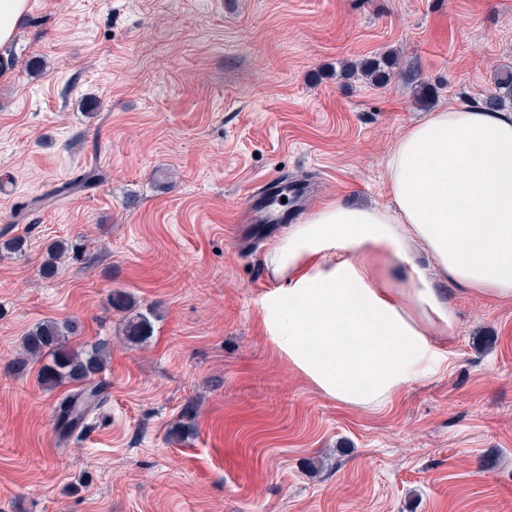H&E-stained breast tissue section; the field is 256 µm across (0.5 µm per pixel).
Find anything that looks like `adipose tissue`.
Returning <instances> with one entry per match:
<instances>
[{
    "label": "adipose tissue",
    "instance_id": "ef3b65f1",
    "mask_svg": "<svg viewBox=\"0 0 512 512\" xmlns=\"http://www.w3.org/2000/svg\"><path fill=\"white\" fill-rule=\"evenodd\" d=\"M387 174L390 205L328 203L264 257L282 283L263 306L272 341L348 407L380 405L439 367L429 332L450 335L454 320L434 275L512 299V113L433 112L397 140Z\"/></svg>",
    "mask_w": 512,
    "mask_h": 512
}]
</instances>
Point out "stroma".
<instances>
[{
	"mask_svg": "<svg viewBox=\"0 0 512 512\" xmlns=\"http://www.w3.org/2000/svg\"><path fill=\"white\" fill-rule=\"evenodd\" d=\"M0 61V512H512V300L439 278L445 358L376 408L316 389L271 340L267 181L386 206L405 130L512 66V0H30ZM392 53L386 83L344 64ZM94 166L101 184L33 197ZM82 243L45 276L46 247ZM153 310L128 342L107 295ZM105 341L109 400L61 438L72 384L18 366L38 322ZM192 410L194 431H170Z\"/></svg>",
	"mask_w": 512,
	"mask_h": 512,
	"instance_id": "stroma-1",
	"label": "stroma"
}]
</instances>
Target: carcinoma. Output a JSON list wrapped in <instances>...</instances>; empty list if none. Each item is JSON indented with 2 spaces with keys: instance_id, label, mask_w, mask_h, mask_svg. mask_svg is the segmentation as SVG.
Here are the masks:
<instances>
[{
  "instance_id": "cac0c4a2",
  "label": "carcinoma",
  "mask_w": 512,
  "mask_h": 512,
  "mask_svg": "<svg viewBox=\"0 0 512 512\" xmlns=\"http://www.w3.org/2000/svg\"><path fill=\"white\" fill-rule=\"evenodd\" d=\"M393 65L394 61L386 57L368 58L346 66L345 70L378 83L385 76V69ZM511 98L512 70L506 68L497 74L495 88L483 96L481 105L488 110H499ZM95 182L96 173L90 170L58 184L53 190L34 198L32 203L37 208L47 207L57 198L76 194ZM70 249L72 245L66 240L49 245L50 258L46 261L45 274L54 273L55 263ZM107 303L111 309L123 314V335L128 342L141 344L152 336L151 313L137 310L136 302L127 291L112 290ZM79 332V324L74 320H44L29 330L23 340L25 354L41 363L39 378L42 385L53 389L65 383L83 384L79 391L65 396L56 410L57 425L67 434L83 426L88 416L105 405L108 399L104 384L94 381V376L104 368L110 346L106 342H96L87 350L76 351L69 345V337Z\"/></svg>"
}]
</instances>
